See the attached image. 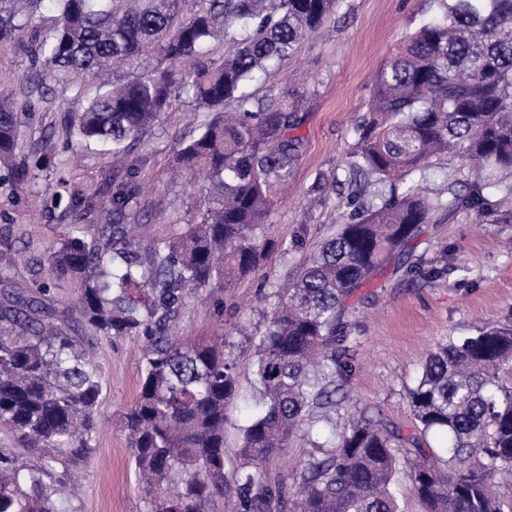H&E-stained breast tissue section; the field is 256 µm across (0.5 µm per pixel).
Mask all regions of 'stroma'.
I'll list each match as a JSON object with an SVG mask.
<instances>
[{"instance_id": "35a3bbf8", "label": "stroma", "mask_w": 512, "mask_h": 512, "mask_svg": "<svg viewBox=\"0 0 512 512\" xmlns=\"http://www.w3.org/2000/svg\"><path fill=\"white\" fill-rule=\"evenodd\" d=\"M437 12L434 0H342L325 33L300 43L280 68L251 85L259 100L305 95L301 132L307 151L279 191L260 232L263 252L257 270L238 277L231 288L188 295L178 316L184 335L224 332L225 352L241 370L239 396L225 425L224 495L214 512H238L233 470L240 427L256 399L247 373L255 342L283 287L348 213L349 156L356 125L369 109L372 77L400 38ZM30 69L31 59L21 45L0 47V101L14 104L23 114L16 163L31 171L24 180L12 171H0V255H15L13 283L29 291L50 279L44 255L68 225H84L88 242L98 241L100 211L110 202L113 174L111 154L94 145L79 146L69 134L73 99L79 89L91 88L89 78L74 75L61 84L48 72L42 93L31 96L25 90ZM195 116L191 100L176 101L139 138L130 156L142 191L140 213L127 220L125 230L140 255L176 237L195 222L202 207V176L179 173L174 166L179 143L192 133ZM477 179L473 167L440 156L405 182L445 201L450 193L466 194ZM76 193L88 196V208L70 210ZM483 194L484 213L468 207L435 211L414 240L413 260L439 268L437 279L415 278L391 264L378 281L348 299L345 317L356 338L355 368L343 383L349 400L336 405L337 427L347 426L348 411L354 407L381 412L403 433H413L408 389L419 375L425 352L448 337L473 335L487 322L512 321V192L492 184ZM65 326L80 343L92 344L104 378L98 405L100 438L88 463L75 470L76 504L81 512H147L150 495L136 478L120 426L122 413L137 394L141 341L135 336L92 340L74 307L66 313ZM311 451L308 439L295 434L285 455L270 463V474L297 486Z\"/></svg>"}]
</instances>
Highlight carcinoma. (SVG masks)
Returning <instances> with one entry per match:
<instances>
[{
    "label": "carcinoma",
    "instance_id": "obj_1",
    "mask_svg": "<svg viewBox=\"0 0 512 512\" xmlns=\"http://www.w3.org/2000/svg\"><path fill=\"white\" fill-rule=\"evenodd\" d=\"M52 3V25L36 23ZM440 17L410 33L379 67L368 116L358 126L349 164L379 189L351 194L346 220L285 289L249 366L258 393L241 427L233 471L239 512H401L399 474L424 512H505L494 489L512 471V324L488 323L460 342L429 351L408 389L416 433L408 437L383 415L349 413L340 433L330 416L336 380L353 371L345 300L411 243L441 200L396 179L422 171L437 155L474 163L488 180L512 176V0H434ZM182 0H0V47L20 31L32 53L27 93L42 92L41 71L58 78L89 74L70 133L129 156L137 138L186 97L203 109L197 132L177 151L189 174L205 172L200 219L147 261L120 248V221L138 207L132 168L115 171L112 222L102 244L73 224L48 250L59 280L77 287L83 325L100 338L137 336L142 376L122 422L139 476L152 491L149 512H212L224 496V423L237 399L239 367L224 353V335H173L184 298L222 291L255 270L258 230L277 188L288 183L307 142L304 116L288 99L264 104L249 90L257 75L287 58L322 29L340 0H196L185 23ZM236 44L216 65L208 45ZM154 55L138 77L116 82L112 68ZM19 115L0 105V166L18 146ZM482 186L448 208L480 207ZM0 266V512H78L68 493L70 466L88 460L99 435L103 390L87 349L55 322L53 282L13 288ZM139 288L144 297H135ZM446 435L444 465L423 448L432 431ZM301 432L314 451L291 490L267 465Z\"/></svg>",
    "mask_w": 512,
    "mask_h": 512
}]
</instances>
